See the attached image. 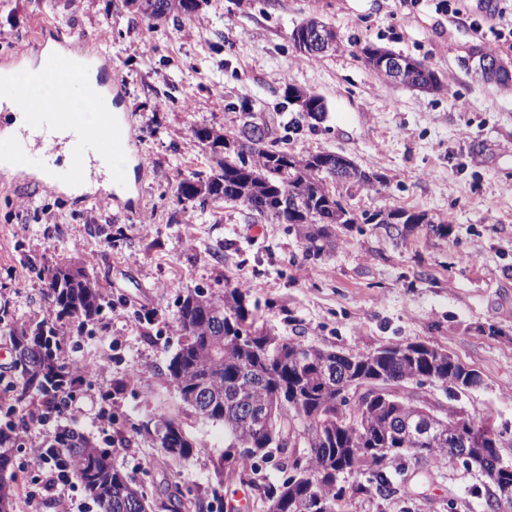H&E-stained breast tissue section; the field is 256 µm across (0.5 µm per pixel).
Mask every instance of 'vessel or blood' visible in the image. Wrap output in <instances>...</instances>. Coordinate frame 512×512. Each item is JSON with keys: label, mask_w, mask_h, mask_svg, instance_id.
Segmentation results:
<instances>
[{"label": "vessel or blood", "mask_w": 512, "mask_h": 512, "mask_svg": "<svg viewBox=\"0 0 512 512\" xmlns=\"http://www.w3.org/2000/svg\"><path fill=\"white\" fill-rule=\"evenodd\" d=\"M38 75L54 81L59 92L49 101L14 94L10 106L24 111L26 122L16 131L0 132V161L13 169L25 170L33 166L36 152L64 151L69 162L48 174L49 187H80L92 169L111 173L113 187H122L125 171L115 164L114 158L131 141V126L119 114L101 112L97 115V126L92 127L83 113L70 109V102L79 91L91 100L101 101L103 85H115V75H106L100 85L86 83L56 65L40 69Z\"/></svg>", "instance_id": "1"}]
</instances>
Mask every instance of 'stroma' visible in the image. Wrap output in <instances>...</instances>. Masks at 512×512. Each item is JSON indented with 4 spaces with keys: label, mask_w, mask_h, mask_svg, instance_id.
Wrapping results in <instances>:
<instances>
[{
    "label": "stroma",
    "mask_w": 512,
    "mask_h": 512,
    "mask_svg": "<svg viewBox=\"0 0 512 512\" xmlns=\"http://www.w3.org/2000/svg\"><path fill=\"white\" fill-rule=\"evenodd\" d=\"M485 5L461 0L454 18L435 0H207L198 16L153 27L126 0H0V69L26 70L58 49L97 69L111 64L120 85L104 95L133 126L124 196L112 205L48 187L52 155L24 172L0 169V307L10 320L54 319L46 267L81 268L110 297L98 320L70 323L66 343L70 363L106 370L79 385L56 425L26 433L14 452L26 483L41 473L29 448L47 446L57 427L97 440L120 428L130 444L112 459L149 496L171 482L186 496L209 495L224 426L181 403L166 363L179 347L178 295L220 294L229 281L251 289L261 324L278 336L344 353L412 342L447 349L481 384L453 399L437 384L425 394L512 431V90L478 82L463 64L477 47L512 63V40H495ZM312 15L343 40L313 61L290 39ZM31 33L38 49L14 59L12 41ZM371 45L424 61L441 91L387 84L367 62ZM289 84L326 103L321 121L290 133L289 149L340 153L383 179L341 188L345 203L423 210L440 229L399 236L352 224L335 249L309 256L295 231L254 222L242 204L178 200L179 182L213 164L192 127L237 128L247 103L282 129L297 115L284 98ZM102 406L112 413L105 427ZM167 418L194 446L180 465L143 429ZM356 482L344 481V512H487L483 476L456 459L394 475L390 494L353 493Z\"/></svg>",
    "instance_id": "obj_1"
}]
</instances>
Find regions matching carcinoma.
<instances>
[{
  "label": "carcinoma",
  "mask_w": 512,
  "mask_h": 512,
  "mask_svg": "<svg viewBox=\"0 0 512 512\" xmlns=\"http://www.w3.org/2000/svg\"><path fill=\"white\" fill-rule=\"evenodd\" d=\"M207 0H127L152 25L170 18H191ZM288 103L297 106L299 120H319L324 98L289 84ZM254 112L245 108L235 131L222 134L206 126L192 128L193 137L211 150L215 166L176 188L180 200L239 202L271 224H287L306 241V253L319 255L331 245L337 224H427L416 210H379L356 213L328 200L327 180L336 168V154H296L281 145L271 130L255 132ZM46 298L59 318L83 327L96 320L109 304L96 281L82 269L52 267L41 275ZM251 289H224L215 298L201 289L177 298L178 350L166 370L177 381L183 404L205 420L224 424L229 444L214 469L212 496L224 477L237 472L258 473L257 460L281 454L289 467L273 483L259 482L267 512H340L345 489L342 473L365 479L357 492H388L393 485L389 468L436 465L452 455L482 454L485 478L493 489L512 482V463L499 461L509 437L486 439L482 445L465 440L479 436L485 426L450 405L419 393L427 383L466 391L480 378L461 379L463 363L442 348L430 350L418 342L399 349L384 345L373 351L343 353L271 334L256 327ZM16 356L18 384L10 388L13 404L0 419V512H16L19 483L13 450L30 426L58 417L76 391V369L66 360L55 324L47 320L13 325L9 330ZM27 400L36 407L14 416L15 405ZM156 439L164 455L180 462L194 453L180 425L157 424ZM124 442L109 436L94 441L74 429L61 431L43 460L68 467L98 512H147L145 491L112 463V446ZM238 448L254 449V456L235 458ZM305 448L301 469L292 464L297 449ZM159 501L164 512H210L202 497L185 498L180 486L165 488Z\"/></svg>",
  "instance_id": "carcinoma-1"
}]
</instances>
